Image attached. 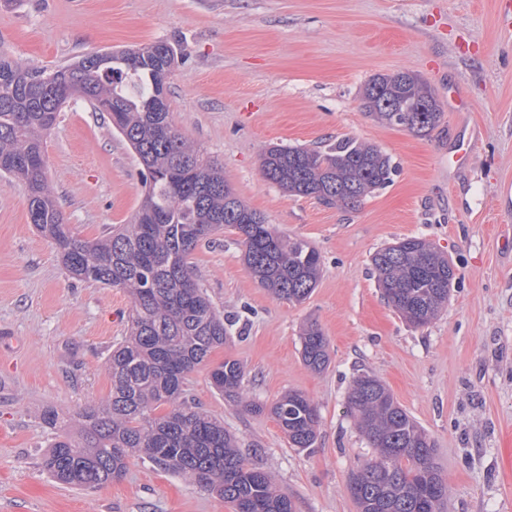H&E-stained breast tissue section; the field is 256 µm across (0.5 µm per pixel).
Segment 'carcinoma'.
<instances>
[{
    "label": "carcinoma",
    "mask_w": 512,
    "mask_h": 512,
    "mask_svg": "<svg viewBox=\"0 0 512 512\" xmlns=\"http://www.w3.org/2000/svg\"><path fill=\"white\" fill-rule=\"evenodd\" d=\"M165 43L95 52L49 73L0 57V173L26 184L28 218L55 246L76 279L126 291L132 300L128 336L112 348L106 369L110 395L80 413L81 434L62 433L42 466L60 484L95 490L121 478L129 458L144 454L232 504L234 512H293L292 500L267 472L248 467L224 424L188 402L187 375L224 345L228 329L194 280L189 256L210 233L231 226L243 259L260 284L290 303H301L319 279L322 261L307 241L284 238L248 207L224 180V170L174 127L170 109L146 103L168 95ZM71 72L72 85L36 78ZM112 120L146 171L145 200L132 221L112 235L85 241L64 224L46 170L44 140L70 88ZM374 121L420 136L442 119L431 87L407 72L371 77L362 90ZM266 181L296 197L354 208L391 182L395 166L376 145L345 138L324 149L274 145L263 154ZM371 264L385 299L410 325L425 327L448 304L455 273L429 241L412 236L376 250ZM301 356L314 372L329 363L328 341L317 325L301 336ZM244 369L234 359L210 371L214 389L253 411L243 395ZM348 407L357 429L375 449L350 482L357 512H441L448 484L434 463L426 431L378 379H354ZM294 448L317 440L319 412L292 391L270 409Z\"/></svg>",
    "instance_id": "obj_1"
}]
</instances>
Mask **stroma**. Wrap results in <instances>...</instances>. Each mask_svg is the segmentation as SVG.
<instances>
[{
    "label": "stroma",
    "instance_id": "obj_1",
    "mask_svg": "<svg viewBox=\"0 0 512 512\" xmlns=\"http://www.w3.org/2000/svg\"><path fill=\"white\" fill-rule=\"evenodd\" d=\"M171 44L174 127L224 168L235 194L282 236L322 257L310 297L272 296L230 227L203 239L193 277L233 327L185 380L188 400L222 422L247 464L271 474L295 512H357L353 472L373 453L347 411L355 377L380 379L429 434L449 487L445 512H512V28L496 0H0V53L53 70L96 51ZM410 72L443 112L420 136L373 122L361 89ZM350 137L379 146L392 181L353 209L268 183L273 145L324 148ZM473 143L472 158L456 153ZM48 182L80 239L108 236L141 207V164L108 113L64 104L46 138ZM421 236L448 255L455 280L430 325L406 323L382 297L371 256ZM123 290L73 278L28 220V191L0 177V512H233L187 479L133 458L95 491L54 482L42 458L57 436L41 412L79 413L111 392L104 369L128 333ZM329 342L320 373L301 332ZM244 367L251 411L219 395L211 365ZM297 391L318 408L314 447L294 448L268 411ZM60 427V428H61ZM301 356L314 372H322L329 363L328 341L315 324H310L301 336Z\"/></svg>",
    "mask_w": 512,
    "mask_h": 512
}]
</instances>
